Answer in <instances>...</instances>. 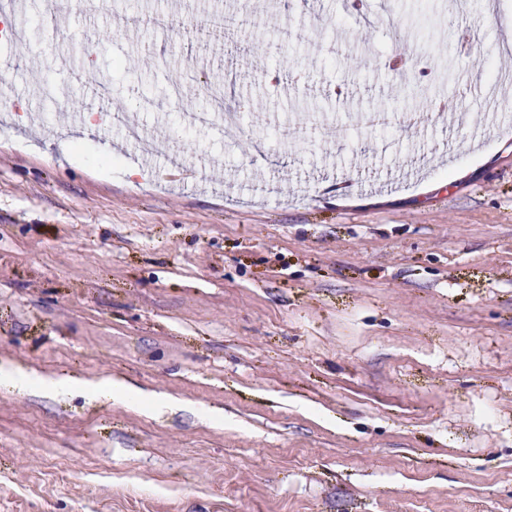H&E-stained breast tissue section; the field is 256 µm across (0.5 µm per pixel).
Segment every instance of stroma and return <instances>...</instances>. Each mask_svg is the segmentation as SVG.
Segmentation results:
<instances>
[{"instance_id": "1", "label": "stroma", "mask_w": 512, "mask_h": 512, "mask_svg": "<svg viewBox=\"0 0 512 512\" xmlns=\"http://www.w3.org/2000/svg\"><path fill=\"white\" fill-rule=\"evenodd\" d=\"M23 2L0 362L74 384L0 387V512H512V0ZM210 85L240 125L183 128ZM127 137L143 153L162 154L169 151V146L165 141L147 136L137 128L128 127ZM86 386L90 387L94 392L109 394L112 396L113 400H117L125 405L137 408L148 407L158 409L170 403L169 401L158 397L146 398L139 392H134L125 388L119 381L100 379L89 381L86 383Z\"/></svg>"}]
</instances>
